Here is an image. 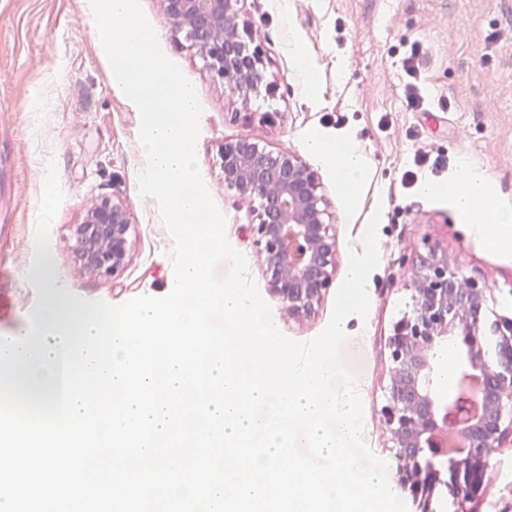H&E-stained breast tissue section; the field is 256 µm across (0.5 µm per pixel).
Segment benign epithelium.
Returning <instances> with one entry per match:
<instances>
[{
    "mask_svg": "<svg viewBox=\"0 0 512 512\" xmlns=\"http://www.w3.org/2000/svg\"><path fill=\"white\" fill-rule=\"evenodd\" d=\"M243 0H161L163 10L212 77L246 103L266 82L265 53ZM224 185L256 204L247 225L269 289L288 317L302 320L332 288L336 229L316 174L294 154L249 138L221 147ZM132 217L120 199L101 197L72 225L69 248L78 271L110 279L127 267ZM411 308L387 338L388 383L381 416L400 490L421 512H434L441 485L454 512H467L485 488L490 457L512 444V317L494 315L490 289L448 265L434 248L406 284ZM458 337L463 360L454 394L436 389L438 348Z\"/></svg>",
    "mask_w": 512,
    "mask_h": 512,
    "instance_id": "obj_1",
    "label": "benign epithelium"
}]
</instances>
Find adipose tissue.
Returning <instances> with one entry per match:
<instances>
[{
    "label": "adipose tissue",
    "instance_id": "1",
    "mask_svg": "<svg viewBox=\"0 0 512 512\" xmlns=\"http://www.w3.org/2000/svg\"><path fill=\"white\" fill-rule=\"evenodd\" d=\"M306 145L335 173L343 186L352 189L362 182L367 162L355 139L335 140L314 131L308 134ZM420 191L451 200L467 219V234L481 241L487 249L497 251L512 247V207L502 204L494 196L485 171L470 168L463 177L444 184L422 183Z\"/></svg>",
    "mask_w": 512,
    "mask_h": 512
}]
</instances>
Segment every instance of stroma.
<instances>
[{"mask_svg": "<svg viewBox=\"0 0 512 512\" xmlns=\"http://www.w3.org/2000/svg\"><path fill=\"white\" fill-rule=\"evenodd\" d=\"M141 5L164 53L197 91L201 177L284 335L315 338L335 295L327 293L310 317L289 319L245 237L255 221L252 205L224 187V141L247 137L292 152L317 174L336 217L337 280H344L350 251L362 250L371 219H378L380 262L367 283L369 314L346 319L342 357L363 400L364 439L396 477L380 413L385 340L407 307L405 284L420 255L434 247L490 288L495 313L512 316V252L489 251L466 235L448 200L401 184L421 150L444 165L417 170L419 180L444 182L467 164L486 170L493 193L512 206V0H244L275 86L274 95L254 99L249 119L237 95L187 48L160 0ZM415 47L422 50L423 112L403 95L409 80L403 60ZM306 68L316 77L310 93L303 89ZM263 112L276 113V121L260 120ZM139 130L136 106L112 88L89 0H0V335L23 333L42 306L39 268L48 257L74 302L118 306L138 295L167 294L173 239L156 200L139 191L146 164ZM313 131L358 139L367 170L354 193L306 149ZM103 196L120 198L133 222L131 259L108 281L78 274L67 248L84 203ZM471 509L512 512V447L491 457L486 491Z\"/></svg>", "mask_w": 512, "mask_h": 512, "instance_id": "1", "label": "stroma"}]
</instances>
